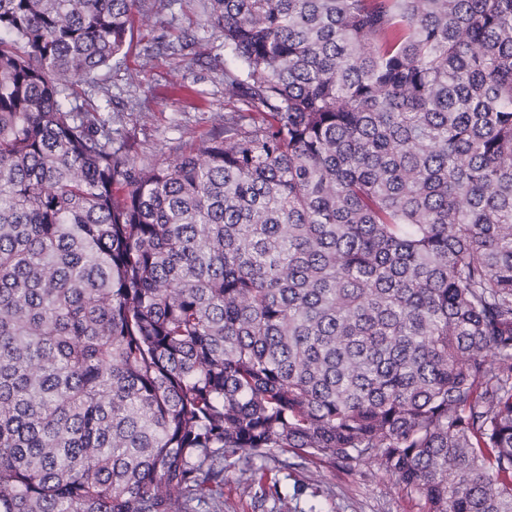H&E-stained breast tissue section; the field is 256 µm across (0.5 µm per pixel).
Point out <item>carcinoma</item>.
Instances as JSON below:
<instances>
[{
    "mask_svg": "<svg viewBox=\"0 0 512 512\" xmlns=\"http://www.w3.org/2000/svg\"><path fill=\"white\" fill-rule=\"evenodd\" d=\"M139 0H0V512H223L273 452L512 512V0H203L224 130L76 87Z\"/></svg>",
    "mask_w": 512,
    "mask_h": 512,
    "instance_id": "cac0c4a2",
    "label": "carcinoma"
}]
</instances>
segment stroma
<instances>
[{
  "label": "stroma",
  "mask_w": 512,
  "mask_h": 512,
  "mask_svg": "<svg viewBox=\"0 0 512 512\" xmlns=\"http://www.w3.org/2000/svg\"><path fill=\"white\" fill-rule=\"evenodd\" d=\"M204 39L195 55L188 44ZM224 38L205 25L198 0H141L121 64L85 84L118 140L140 161L173 157L224 125ZM193 86L190 95L175 84ZM276 495L224 478V512H421L417 496L368 462L306 461L275 468Z\"/></svg>",
  "instance_id": "stroma-1"
}]
</instances>
